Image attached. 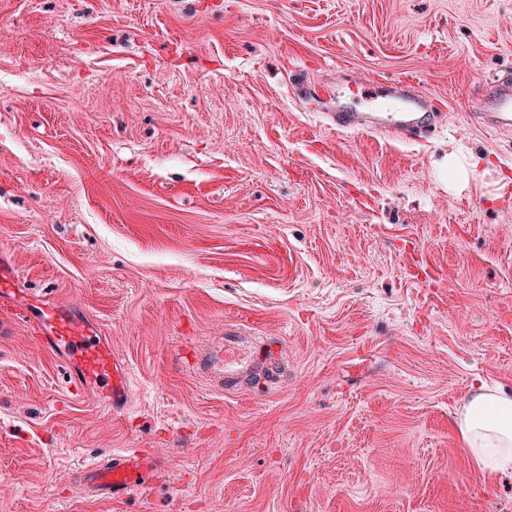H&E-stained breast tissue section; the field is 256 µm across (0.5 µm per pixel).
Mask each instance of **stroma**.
Masks as SVG:
<instances>
[{
    "label": "stroma",
    "mask_w": 512,
    "mask_h": 512,
    "mask_svg": "<svg viewBox=\"0 0 512 512\" xmlns=\"http://www.w3.org/2000/svg\"><path fill=\"white\" fill-rule=\"evenodd\" d=\"M512 0H0V249L130 371L123 411L70 392L0 307V512H512L453 429L512 391ZM412 81L408 142L336 131ZM282 343L225 391L195 355ZM128 448L146 484L85 473ZM495 107L491 111L476 112L481 123L492 130L512 129V81L507 76L494 81ZM154 461L146 454L129 452L113 455L106 463L92 469L89 481L103 495L119 499L145 483L154 469Z\"/></svg>",
    "instance_id": "35a3bbf8"
}]
</instances>
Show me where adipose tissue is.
Returning a JSON list of instances; mask_svg holds the SVG:
<instances>
[{
    "instance_id": "1",
    "label": "adipose tissue",
    "mask_w": 512,
    "mask_h": 512,
    "mask_svg": "<svg viewBox=\"0 0 512 512\" xmlns=\"http://www.w3.org/2000/svg\"><path fill=\"white\" fill-rule=\"evenodd\" d=\"M455 433L486 479L512 472V395L483 385L473 388L458 411Z\"/></svg>"
}]
</instances>
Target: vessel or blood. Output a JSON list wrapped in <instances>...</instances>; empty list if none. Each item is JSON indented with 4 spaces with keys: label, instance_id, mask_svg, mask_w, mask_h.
<instances>
[{
    "label": "vessel or blood",
    "instance_id": "b4317fda",
    "mask_svg": "<svg viewBox=\"0 0 512 512\" xmlns=\"http://www.w3.org/2000/svg\"><path fill=\"white\" fill-rule=\"evenodd\" d=\"M495 106L480 113L482 124L492 130L512 129V79L500 78L494 83ZM334 107L329 114L337 130L350 133L381 132L410 139L428 133L436 114L432 100L408 81L389 83L382 100L374 102L369 111H355L341 92H333ZM19 272L0 256V305L19 310L31 319L36 335L50 349L66 354L75 388L93 385L102 402L110 409L123 407L130 393V373L102 341L98 328L76 309L47 302L18 289ZM281 344L270 339L247 344L236 338H225L219 346L205 352L199 365L223 373L225 390L265 378L276 365ZM155 463L146 454L129 452L112 456L90 472L89 483L101 494L119 499L145 483Z\"/></svg>",
    "mask_w": 512,
    "mask_h": 512
}]
</instances>
